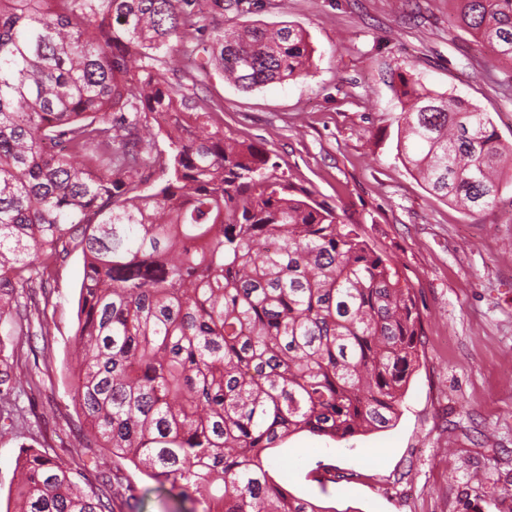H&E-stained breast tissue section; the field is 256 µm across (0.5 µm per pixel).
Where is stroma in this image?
<instances>
[{
	"label": "stroma",
	"mask_w": 512,
	"mask_h": 512,
	"mask_svg": "<svg viewBox=\"0 0 512 512\" xmlns=\"http://www.w3.org/2000/svg\"><path fill=\"white\" fill-rule=\"evenodd\" d=\"M257 15L228 10L223 23L289 21L314 49L307 77L244 91L217 70L177 56L173 83L217 108L227 136L260 143L290 180L335 206L396 259L422 320L419 365L394 426L331 441L302 432L275 449L270 472L291 493L337 512H512V185L467 212L433 197L397 155L401 106L394 77L469 100L512 143V68L453 16L451 0H261ZM80 252L54 271L31 339L38 369L26 425L0 435V512H14L15 460L34 448L82 471L102 449L85 447L67 353L77 329Z\"/></svg>",
	"instance_id": "stroma-1"
}]
</instances>
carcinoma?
Returning a JSON list of instances; mask_svg holds the SVG:
<instances>
[{"instance_id": "carcinoma-1", "label": "carcinoma", "mask_w": 512, "mask_h": 512, "mask_svg": "<svg viewBox=\"0 0 512 512\" xmlns=\"http://www.w3.org/2000/svg\"><path fill=\"white\" fill-rule=\"evenodd\" d=\"M246 2L0 0V433L22 421L16 389L38 387L15 364L51 295L46 270L78 250L74 402L80 437L114 463L85 488L26 450L18 512H113L151 493L173 512H330L272 477L273 449L398 418L421 336L398 261L261 145L224 135L162 69L178 49L245 91L305 77L301 27L196 21ZM451 2L512 65V0ZM397 93L408 169L469 212L493 204L512 145L486 113L409 72ZM124 462L155 486L138 489Z\"/></svg>"}]
</instances>
